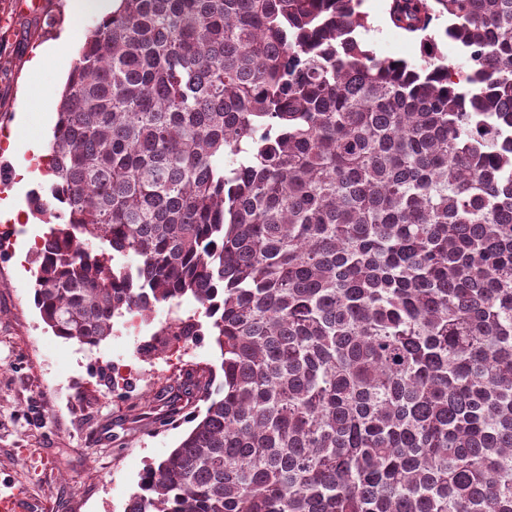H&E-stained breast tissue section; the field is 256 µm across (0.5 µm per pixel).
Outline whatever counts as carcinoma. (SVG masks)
Here are the masks:
<instances>
[{
    "instance_id": "obj_1",
    "label": "carcinoma",
    "mask_w": 512,
    "mask_h": 512,
    "mask_svg": "<svg viewBox=\"0 0 512 512\" xmlns=\"http://www.w3.org/2000/svg\"><path fill=\"white\" fill-rule=\"evenodd\" d=\"M362 4L121 0L72 65L34 304L191 299L223 372L125 512H512V0H389L416 64ZM388 0H365L363 10L368 13L371 31L366 35L369 48L378 57L404 59L410 62L421 60L419 39L411 37L393 27L387 19Z\"/></svg>"
}]
</instances>
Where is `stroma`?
Wrapping results in <instances>:
<instances>
[{
    "label": "stroma",
    "instance_id": "obj_1",
    "mask_svg": "<svg viewBox=\"0 0 512 512\" xmlns=\"http://www.w3.org/2000/svg\"><path fill=\"white\" fill-rule=\"evenodd\" d=\"M0 0V201H11L21 220L0 249V481L24 495L30 512H124L149 464L165 458L191 429L205 405L186 393L187 371L219 369L212 336L168 350L157 362L141 348L164 322L194 315L196 304L158 305L149 318L117 319L111 337L96 346L56 336L33 301V277L19 259L24 241L40 240L47 224L30 218L14 157H30L32 141L49 146L54 112L20 118L23 102L38 94L29 63L44 45L75 37L50 61L46 80L63 90L95 17L72 19L67 0ZM388 0H365L371 26L366 39L377 56L419 61L421 45L387 19ZM126 381L113 389L112 373Z\"/></svg>",
    "mask_w": 512,
    "mask_h": 512
}]
</instances>
